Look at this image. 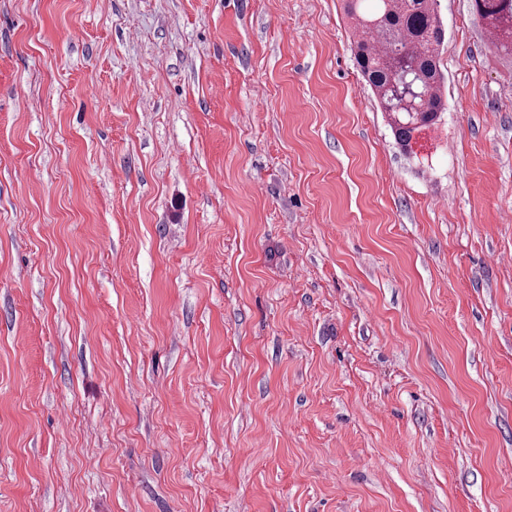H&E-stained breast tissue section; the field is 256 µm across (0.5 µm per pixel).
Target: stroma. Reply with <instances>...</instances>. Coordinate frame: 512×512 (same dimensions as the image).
Here are the masks:
<instances>
[{"mask_svg": "<svg viewBox=\"0 0 512 512\" xmlns=\"http://www.w3.org/2000/svg\"><path fill=\"white\" fill-rule=\"evenodd\" d=\"M341 5L0 0V512H512V53ZM346 2L363 77L398 142L411 148L414 134L434 125L448 109L439 65L445 29L437 0ZM364 2L374 3L367 7ZM407 82L421 94L413 114L404 109L399 95ZM407 90L411 97L417 94Z\"/></svg>", "mask_w": 512, "mask_h": 512, "instance_id": "1", "label": "stroma"}]
</instances>
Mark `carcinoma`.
Segmentation results:
<instances>
[{
	"mask_svg": "<svg viewBox=\"0 0 512 512\" xmlns=\"http://www.w3.org/2000/svg\"><path fill=\"white\" fill-rule=\"evenodd\" d=\"M347 0L356 40L353 50L366 83L385 112L398 142L411 147L414 134L434 125L447 110L439 65L445 29L437 0ZM495 47L512 52V0H474ZM421 94L408 111L399 95L406 83Z\"/></svg>",
	"mask_w": 512,
	"mask_h": 512,
	"instance_id": "1",
	"label": "carcinoma"
}]
</instances>
